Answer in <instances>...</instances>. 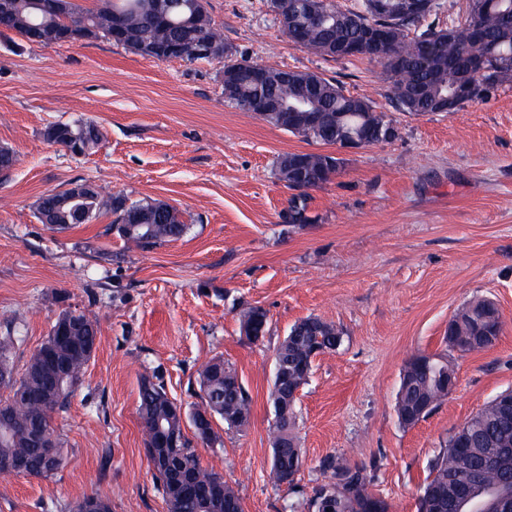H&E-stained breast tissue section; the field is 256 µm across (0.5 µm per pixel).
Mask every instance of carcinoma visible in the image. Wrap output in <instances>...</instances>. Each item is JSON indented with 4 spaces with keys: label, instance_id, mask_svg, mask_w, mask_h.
I'll list each match as a JSON object with an SVG mask.
<instances>
[{
    "label": "carcinoma",
    "instance_id": "1",
    "mask_svg": "<svg viewBox=\"0 0 512 512\" xmlns=\"http://www.w3.org/2000/svg\"><path fill=\"white\" fill-rule=\"evenodd\" d=\"M45 0H0V32H15L42 47L85 41V33L127 46L142 56L159 58L157 50L184 44L180 59L196 61L192 42L213 47L211 60L223 64L222 88L225 101L243 112L256 111L255 102L283 101L298 107L288 120L275 114L263 118L302 140L335 145L357 140L362 146L383 143L380 134L395 129L393 120L373 109L364 97L349 95L335 81L316 72L275 67L266 68L265 83L258 85L242 73L244 61L224 53V36L211 18L206 0H100L86 7L77 0H58L47 8ZM399 0H384L380 9L373 0H362L358 9H341L334 0H305L307 14L288 37L314 55L336 58L334 47L351 44L370 25L388 27L390 50L369 60L381 66L390 84L394 107L415 115L441 111L455 112L470 101L481 100L506 83H512V0H469L467 16L458 25L436 22L419 28L423 19L438 15L429 11L402 16ZM45 138L73 155H83L97 147L101 133L91 122L54 123ZM340 159L319 152H291L278 161L280 179L288 188L305 191L319 188L335 175ZM115 216L112 228L127 245L150 250L186 234L179 211L158 200L132 201L117 193L103 199L97 192L75 194L74 189L50 193L38 202V218L53 229L72 223L73 212L92 220L101 208ZM487 299L475 297L461 306L448 321L455 332V347L466 353L470 336L500 337L503 321L499 310L486 311ZM67 315L77 324L68 342L58 348L59 360L68 364L61 381H42L38 353L31 354L21 375H14V354L18 338L0 336V367L9 378V390L0 400V458H21L33 476L50 479L58 471L43 464L42 446L37 436L53 430L54 415L62 410L81 384L85 366L96 351L97 324L83 311ZM240 324L256 322L268 331L267 312L258 306L239 314ZM306 330L285 338L276 350L288 364L300 388L309 377L312 359L336 350L343 332L316 317L301 320ZM415 355L405 364L395 398L399 423L410 427L420 421L415 408L428 403L437 409L448 398V359L433 356L423 364ZM201 402L197 411L220 417L228 427L240 430L248 424L251 400L236 370L222 359L205 364L198 373ZM273 418L268 435L273 449L270 477L280 486L285 474H296L303 463V448L297 432L295 404L280 402L270 393ZM139 414L144 424L145 451L159 480L168 512H244L242 502L224 476L201 466L199 450L183 431L172 400L162 381L141 382ZM163 428L177 436L179 447L166 448L156 435ZM328 480L312 489L307 508L324 512L332 503L333 512H389L383 498L368 491L373 481L365 465H352L342 457H332L324 465ZM495 487L512 488V416L503 419L496 405L488 403L467 418L448 438V444L429 463V475L420 486L418 512H461L460 497L467 492L478 498Z\"/></svg>",
    "mask_w": 512,
    "mask_h": 512
}]
</instances>
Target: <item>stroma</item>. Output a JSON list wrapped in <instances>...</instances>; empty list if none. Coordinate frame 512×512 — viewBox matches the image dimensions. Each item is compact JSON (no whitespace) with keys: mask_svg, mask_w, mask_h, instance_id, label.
<instances>
[{"mask_svg":"<svg viewBox=\"0 0 512 512\" xmlns=\"http://www.w3.org/2000/svg\"><path fill=\"white\" fill-rule=\"evenodd\" d=\"M233 58L312 71L387 112L398 136L356 149L329 146L338 173L306 194L280 156L319 151L226 102L218 65L159 61L104 39L44 48L0 35V148L17 164L0 177V335L19 341L24 370L64 312L98 325L97 349L53 428L66 462L56 477L0 474V512H65L100 494L112 512H167L145 454L143 379L159 377L185 410L200 402L198 371L215 358L236 369L251 403L240 431L215 420L220 441L200 451L244 512H304L326 481L322 462H377L370 492L390 512H417L431 459L497 394L512 389V84L456 112L394 110L381 67L314 56L294 44L265 0H207ZM89 120L103 140L75 156L44 137L56 122ZM90 182L102 195L159 200L187 233L153 249L126 248L112 214L55 230L36 207L48 193ZM496 302L503 333L460 353L448 321L474 297ZM266 310L268 331L239 330L242 309ZM309 316L335 324L341 346L316 357L299 391L305 450L294 486L269 477L274 355ZM416 354L447 357L458 384L413 427L394 412L402 369Z\"/></svg>","mask_w":512,"mask_h":512,"instance_id":"obj_1","label":"stroma"}]
</instances>
